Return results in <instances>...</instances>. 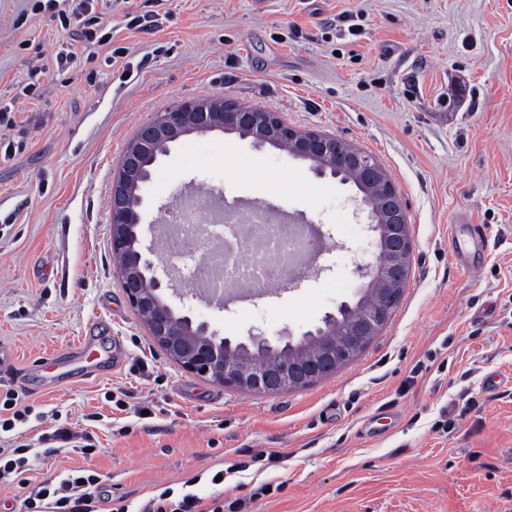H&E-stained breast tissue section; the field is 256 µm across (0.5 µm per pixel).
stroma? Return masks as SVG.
Segmentation results:
<instances>
[{
    "label": "stroma",
    "instance_id": "obj_1",
    "mask_svg": "<svg viewBox=\"0 0 512 512\" xmlns=\"http://www.w3.org/2000/svg\"><path fill=\"white\" fill-rule=\"evenodd\" d=\"M109 21L110 46H76L30 0H0V342L29 364L102 323L122 348L115 371L20 392L33 411L12 436L39 457L27 483L0 484V512H25L28 484L87 462L104 476L101 512L194 477L241 512H512V386L484 388L512 377V0H116ZM222 96L374 156L410 224L409 279L381 333L337 374L276 395L169 359L112 259L129 140L158 112ZM193 187L279 193L327 250L298 287L250 303L168 292L176 308L223 337L274 340L352 300L374 249L353 186L235 133L192 134L159 158L147 219ZM458 218L491 235L478 271L453 261ZM47 422L91 433L96 454L41 442Z\"/></svg>",
    "mask_w": 512,
    "mask_h": 512
}]
</instances>
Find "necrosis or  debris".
I'll list each match as a JSON object with an SVG mask.
<instances>
[{"label":"necrosis or debris","mask_w":512,"mask_h":512,"mask_svg":"<svg viewBox=\"0 0 512 512\" xmlns=\"http://www.w3.org/2000/svg\"><path fill=\"white\" fill-rule=\"evenodd\" d=\"M165 229L172 264L183 267L190 247H197L208 260L194 267V279L215 288L269 280L276 269H299L305 257L298 227L276 223L258 208L241 224L223 211L191 202ZM245 233L257 239L246 259L231 248Z\"/></svg>","instance_id":"1"}]
</instances>
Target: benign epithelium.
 Listing matches in <instances>:
<instances>
[{"mask_svg":"<svg viewBox=\"0 0 512 512\" xmlns=\"http://www.w3.org/2000/svg\"><path fill=\"white\" fill-rule=\"evenodd\" d=\"M214 130L236 132L252 139L257 147L271 144L309 162L319 176L329 173L341 177L362 193L364 205L371 194L382 196L381 210L369 212L379 257L358 269L362 283L355 305L340 303L344 310H360L357 326L338 332L339 317L330 313L301 341L286 338L277 347V360L271 363L258 354V348L270 346L263 334L251 332L247 341L234 344L208 332L206 324H194L191 317L177 313L164 299L163 282H172V265L157 266L141 251L143 226L157 228L142 211L150 167L180 137ZM109 224L112 257L122 288L154 342L184 370L244 392L275 394L346 367L389 320L405 286L413 251L401 197L375 158L344 140L287 126L275 112L243 107L226 97L183 101L138 129L113 174Z\"/></svg>","mask_w":512,"mask_h":512,"instance_id":"benign-epithelium-1","label":"benign epithelium"}]
</instances>
